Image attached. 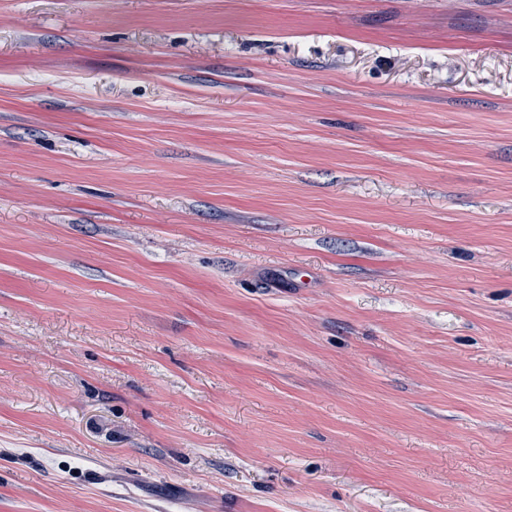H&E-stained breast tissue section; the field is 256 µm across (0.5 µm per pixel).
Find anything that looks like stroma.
<instances>
[{
  "mask_svg": "<svg viewBox=\"0 0 512 512\" xmlns=\"http://www.w3.org/2000/svg\"><path fill=\"white\" fill-rule=\"evenodd\" d=\"M0 512H512V0H0Z\"/></svg>",
  "mask_w": 512,
  "mask_h": 512,
  "instance_id": "35a3bbf8",
  "label": "stroma"
}]
</instances>
